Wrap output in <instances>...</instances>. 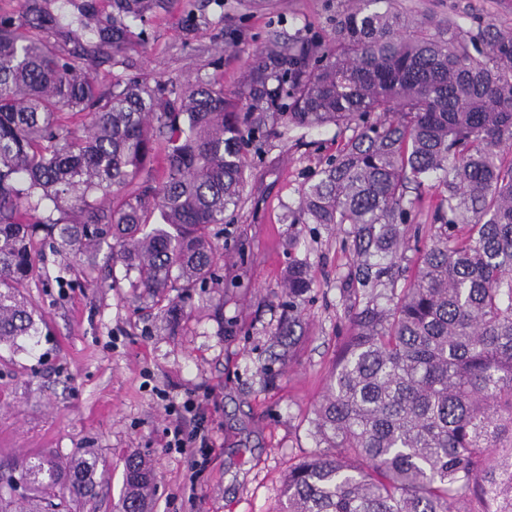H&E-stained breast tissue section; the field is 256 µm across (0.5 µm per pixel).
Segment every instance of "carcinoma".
<instances>
[{"label": "carcinoma", "mask_w": 512, "mask_h": 512, "mask_svg": "<svg viewBox=\"0 0 512 512\" xmlns=\"http://www.w3.org/2000/svg\"><path fill=\"white\" fill-rule=\"evenodd\" d=\"M19 2L0 13V344L40 334L23 289L45 244L173 309L218 277L212 230L243 202L248 151L284 128L350 130L288 214L336 227L353 258L347 340L312 420L327 452L288 472L278 512H512V30L341 0L329 37L270 43L231 93L148 74L104 90L88 62L125 64L181 0H109L103 22L77 0ZM183 12L186 35L207 24ZM310 288L288 266L280 335ZM97 467L48 453L20 479L81 499ZM153 488L128 455L119 512H148Z\"/></svg>", "instance_id": "cac0c4a2"}]
</instances>
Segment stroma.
<instances>
[{"mask_svg": "<svg viewBox=\"0 0 512 512\" xmlns=\"http://www.w3.org/2000/svg\"><path fill=\"white\" fill-rule=\"evenodd\" d=\"M434 19L455 14L512 27V0H402ZM337 0H268L249 8L210 0L206 27L186 45L183 10L147 29L130 62L134 73L193 84L214 73L237 88L249 56L269 39L298 30L330 31ZM336 129H295L250 157L254 177L241 208L218 226L220 278L181 304L170 335L163 310L132 302L127 283L95 286L70 259L45 249L38 286L40 336L0 345V474L53 452L71 461L94 456L90 498L64 503L59 489L17 491L15 512H114L123 494L124 460L138 453L156 478L150 512H274L288 471L316 453L313 411L346 337L343 280L350 252L339 232L290 223L288 210L312 173L334 155ZM310 267L314 284L300 309L306 331L283 345L286 299L280 285L291 262ZM209 398L215 449L204 471L165 448L172 423L166 397ZM196 483H189L191 473Z\"/></svg>", "mask_w": 512, "mask_h": 512, "instance_id": "stroma-1", "label": "stroma"}]
</instances>
